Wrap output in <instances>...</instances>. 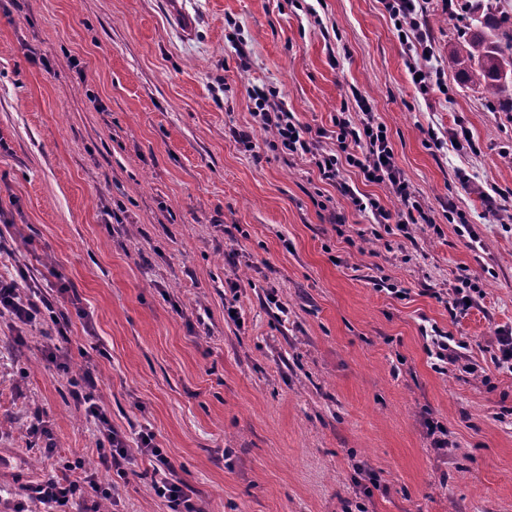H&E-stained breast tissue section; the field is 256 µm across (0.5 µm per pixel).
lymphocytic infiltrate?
Wrapping results in <instances>:
<instances>
[{"label":"lymphocytic infiltrate","instance_id":"1","mask_svg":"<svg viewBox=\"0 0 512 512\" xmlns=\"http://www.w3.org/2000/svg\"><path fill=\"white\" fill-rule=\"evenodd\" d=\"M419 4L420 0H385L391 19L398 24V33L403 34L405 41L410 42L412 48L420 50L422 58L426 59L432 48L427 33L421 30L416 20ZM251 98L254 102L253 119L262 129L272 132V147L281 148L292 155L310 156L321 179L349 197L358 210L371 211L376 223L395 225L401 232L406 231L409 225L428 223L429 218L419 197L395 163L387 129L375 121L368 99L359 101L362 111L359 121H352L346 113L340 112L333 120V131L315 132L302 125L294 113L288 112L279 101L276 90L256 88ZM327 137L336 139L337 149L324 147L323 140ZM346 166L358 169L365 181L384 185L389 194L397 199L398 209L393 211L376 198L359 196L342 175V169ZM28 282L30 288L24 292L17 281L0 277V314L8 313L25 325L47 319L58 333H65L67 317L57 313L49 299L41 294L36 277H29ZM71 394L76 405L83 407L97 423L100 464L105 469L115 470L119 478H126L127 465L132 457L125 435L112 426L92 394L77 388L72 389ZM140 447L153 460L151 487L155 494L167 500L172 512H195L187 486L173 477L167 457L153 445L151 435H141ZM25 493L48 506L51 512H57L58 508L85 494L107 498L112 491L90 480L53 477L27 485Z\"/></svg>","mask_w":512,"mask_h":512}]
</instances>
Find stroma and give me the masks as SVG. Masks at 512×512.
Returning a JSON list of instances; mask_svg holds the SVG:
<instances>
[{"mask_svg":"<svg viewBox=\"0 0 512 512\" xmlns=\"http://www.w3.org/2000/svg\"><path fill=\"white\" fill-rule=\"evenodd\" d=\"M168 2L0 0V275L37 271L70 317L63 337L0 317V512H46L23 487L62 474L114 488L69 512H171L142 432L198 512H512V372L494 364L512 112L454 63L463 0L422 4L425 95L381 0H181L189 35ZM255 86L314 130L367 98L429 223L374 235L308 158L270 148ZM458 123L475 151L452 147ZM464 271L483 296L453 316L440 297ZM432 327L478 373L436 369ZM87 372L134 450L128 480L71 396Z\"/></svg>","mask_w":512,"mask_h":512,"instance_id":"1","label":"stroma"}]
</instances>
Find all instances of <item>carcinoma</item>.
Here are the masks:
<instances>
[{"label":"carcinoma","instance_id":"1","mask_svg":"<svg viewBox=\"0 0 512 512\" xmlns=\"http://www.w3.org/2000/svg\"><path fill=\"white\" fill-rule=\"evenodd\" d=\"M465 6L479 17L477 24L464 32L462 46L454 51L455 64L464 79L499 98L512 84V23L496 15L493 5L484 0Z\"/></svg>","mask_w":512,"mask_h":512}]
</instances>
